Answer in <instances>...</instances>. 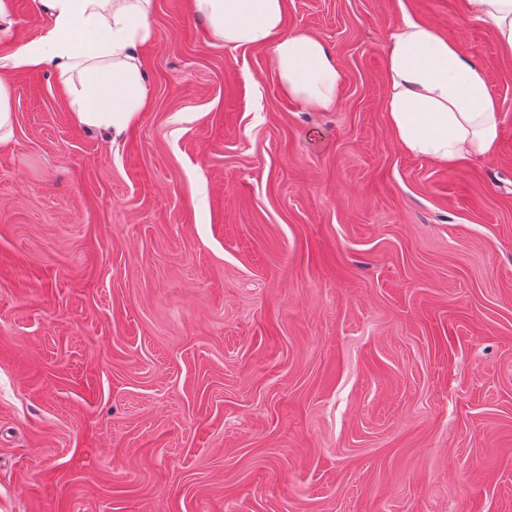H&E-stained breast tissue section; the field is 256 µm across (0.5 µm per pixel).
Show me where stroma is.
<instances>
[{"label":"stroma","mask_w":512,"mask_h":512,"mask_svg":"<svg viewBox=\"0 0 512 512\" xmlns=\"http://www.w3.org/2000/svg\"><path fill=\"white\" fill-rule=\"evenodd\" d=\"M336 107L154 0L120 140L5 71L0 512H512V57L467 0H287ZM0 59L37 39L8 0ZM485 70L499 150L458 169L386 121L385 43ZM10 83L0 78V144L8 142L14 134V113L10 104Z\"/></svg>","instance_id":"35a3bbf8"}]
</instances>
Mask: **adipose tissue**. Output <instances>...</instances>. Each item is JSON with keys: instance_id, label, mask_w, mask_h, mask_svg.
<instances>
[{"instance_id": "adipose-tissue-1", "label": "adipose tissue", "mask_w": 512, "mask_h": 512, "mask_svg": "<svg viewBox=\"0 0 512 512\" xmlns=\"http://www.w3.org/2000/svg\"><path fill=\"white\" fill-rule=\"evenodd\" d=\"M512 56V0H468ZM212 39L270 50L282 91L311 110L336 105L342 73L328 46L285 32L286 0H192ZM49 23L10 66L47 68L73 120L120 137L140 119L147 87L140 49L152 37L153 0H38ZM389 130L407 153L448 168L496 153L502 114L487 74L434 25L406 20L386 43Z\"/></svg>"}]
</instances>
